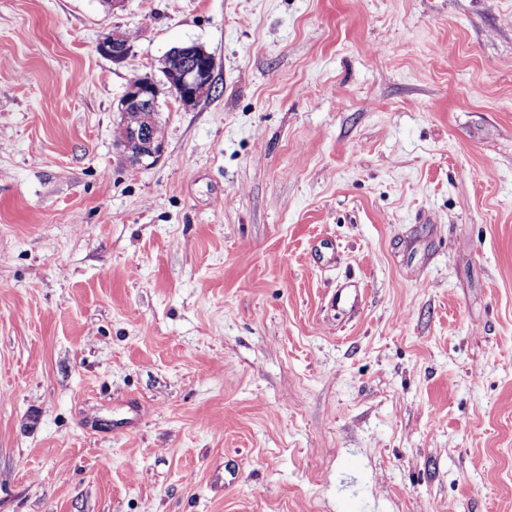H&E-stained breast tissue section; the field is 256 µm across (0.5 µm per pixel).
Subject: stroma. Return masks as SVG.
Masks as SVG:
<instances>
[{"instance_id": "1", "label": "stroma", "mask_w": 512, "mask_h": 512, "mask_svg": "<svg viewBox=\"0 0 512 512\" xmlns=\"http://www.w3.org/2000/svg\"><path fill=\"white\" fill-rule=\"evenodd\" d=\"M0 512H512V0H0ZM129 41V37H127ZM125 38V33L120 31H112L99 45V50L112 58L115 62H124L127 60L128 43ZM171 61L172 66L164 67L165 85L182 106L195 105L201 97L202 88H213L214 63L210 54L195 43L184 44L170 51ZM161 93L159 84L148 76L139 77L130 82L119 101V112L126 121L130 114L129 138L122 142L125 152L130 158L136 155L140 162L147 159H157L164 151L163 141H157L151 135L155 124L158 98Z\"/></svg>"}]
</instances>
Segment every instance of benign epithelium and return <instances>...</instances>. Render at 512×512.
Returning <instances> with one entry per match:
<instances>
[{"mask_svg":"<svg viewBox=\"0 0 512 512\" xmlns=\"http://www.w3.org/2000/svg\"><path fill=\"white\" fill-rule=\"evenodd\" d=\"M99 50L115 62L127 60L128 43L125 33L114 31L99 45ZM172 64L166 67L165 85L175 99L184 107L195 105L202 89L213 86L214 63L206 50L195 43L184 44L170 51ZM159 84L148 76L130 82L119 101L122 118L128 113H140V122L130 128L129 138L122 142L128 155H136L139 160L157 159L164 151V143L151 135L155 124Z\"/></svg>","mask_w":512,"mask_h":512,"instance_id":"7a95c632","label":"benign epithelium"}]
</instances>
